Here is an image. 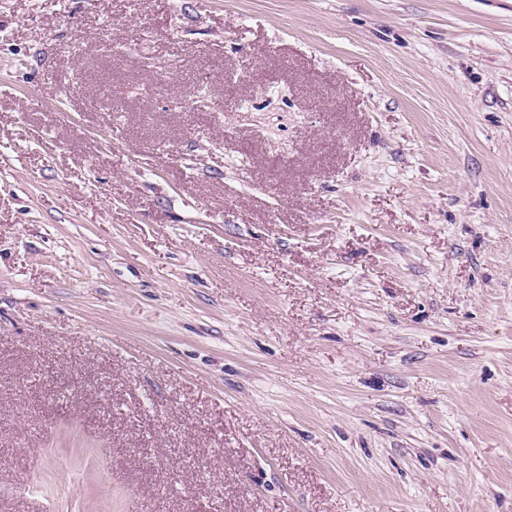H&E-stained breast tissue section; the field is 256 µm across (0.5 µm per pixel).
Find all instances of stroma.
<instances>
[{
	"label": "stroma",
	"instance_id": "1",
	"mask_svg": "<svg viewBox=\"0 0 512 512\" xmlns=\"http://www.w3.org/2000/svg\"><path fill=\"white\" fill-rule=\"evenodd\" d=\"M0 512H512V0H0Z\"/></svg>",
	"mask_w": 512,
	"mask_h": 512
}]
</instances>
